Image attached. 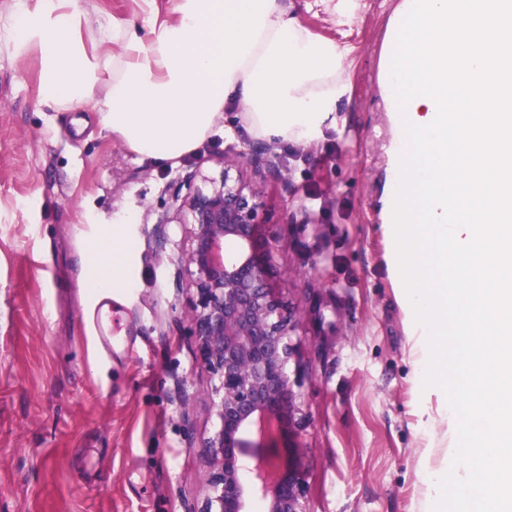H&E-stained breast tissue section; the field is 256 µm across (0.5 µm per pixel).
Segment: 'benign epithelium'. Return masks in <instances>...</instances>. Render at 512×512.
<instances>
[{
    "label": "benign epithelium",
    "mask_w": 512,
    "mask_h": 512,
    "mask_svg": "<svg viewBox=\"0 0 512 512\" xmlns=\"http://www.w3.org/2000/svg\"><path fill=\"white\" fill-rule=\"evenodd\" d=\"M219 174L196 169L172 194L161 224H179L187 248L174 262L194 290L187 312L202 366L213 432L204 440L209 491L199 512H307L300 467L303 401L291 377L298 365L292 319L271 279L276 249L260 221L262 182L243 175L247 152L220 157ZM247 448H271L260 488L246 482Z\"/></svg>",
    "instance_id": "obj_1"
}]
</instances>
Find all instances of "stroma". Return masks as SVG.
I'll return each mask as SVG.
<instances>
[{
  "mask_svg": "<svg viewBox=\"0 0 512 512\" xmlns=\"http://www.w3.org/2000/svg\"><path fill=\"white\" fill-rule=\"evenodd\" d=\"M400 0H362L346 25L292 0L317 36L345 42L350 92L336 124L305 147L267 144L228 107L180 164L139 159L100 128L93 105L57 110L39 95V54L0 42V512H199L203 441L213 427L209 375L186 318L193 296L171 255L179 225L161 223L175 185L219 156L273 147L261 213L277 245V294L299 324L300 435L308 512H423L441 446L423 458L442 401L410 359L409 327L385 257L394 239L380 197L392 126L378 51ZM174 0H75L88 52L119 43L100 21L146 29ZM309 221L290 223L298 205ZM135 223H126L127 215ZM135 247L130 287L112 291L132 353L103 360L85 323L94 298L83 251L104 225Z\"/></svg>",
  "mask_w": 512,
  "mask_h": 512,
  "instance_id": "obj_1",
  "label": "stroma"
}]
</instances>
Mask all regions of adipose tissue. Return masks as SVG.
<instances>
[{
    "label": "adipose tissue",
    "mask_w": 512,
    "mask_h": 512,
    "mask_svg": "<svg viewBox=\"0 0 512 512\" xmlns=\"http://www.w3.org/2000/svg\"><path fill=\"white\" fill-rule=\"evenodd\" d=\"M66 0H38L0 25L20 52L37 49L40 94L65 109L95 103L101 126L140 158L176 163L238 102L249 132L302 144L336 122L348 91L351 46L315 36L283 0H176L174 16L148 35L113 28L120 54L87 53ZM134 243L105 229L85 262L97 292L129 287Z\"/></svg>",
    "instance_id": "1"
}]
</instances>
